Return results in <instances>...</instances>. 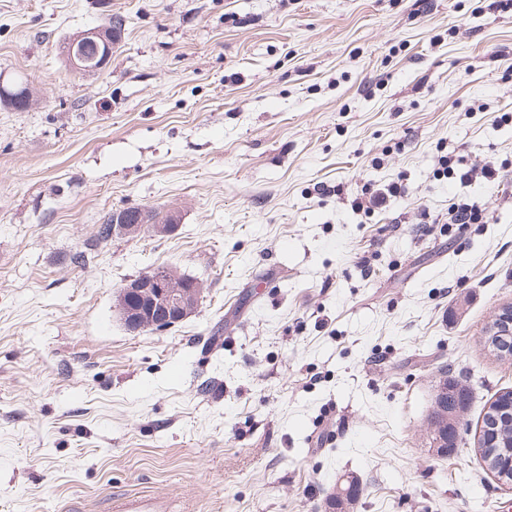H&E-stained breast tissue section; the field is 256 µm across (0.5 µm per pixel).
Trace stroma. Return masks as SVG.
<instances>
[{
    "label": "stroma",
    "instance_id": "35a3bbf8",
    "mask_svg": "<svg viewBox=\"0 0 512 512\" xmlns=\"http://www.w3.org/2000/svg\"><path fill=\"white\" fill-rule=\"evenodd\" d=\"M126 20L108 65L69 38ZM0 512H512L473 450L512 389L483 344L512 304V15L484 0H0ZM499 184L439 176L440 156ZM400 182L369 213L351 200ZM487 223H449L455 203ZM173 235L87 250L128 206ZM86 251L84 264L72 254ZM159 267L199 311L128 330ZM471 401L461 453L428 417L443 370ZM361 485H352L351 483H345L343 487H341V492H336V495H333L328 500L329 509L336 510V512H346L340 511L345 506L349 509L353 508L354 503L358 499L359 495L362 493ZM175 512L176 509L157 498L129 495L110 503L108 512Z\"/></svg>",
    "mask_w": 512,
    "mask_h": 512
}]
</instances>
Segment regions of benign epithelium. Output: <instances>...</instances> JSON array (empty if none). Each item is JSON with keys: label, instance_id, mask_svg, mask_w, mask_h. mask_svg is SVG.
I'll use <instances>...</instances> for the list:
<instances>
[{"label": "benign epithelium", "instance_id": "7a95c632", "mask_svg": "<svg viewBox=\"0 0 512 512\" xmlns=\"http://www.w3.org/2000/svg\"><path fill=\"white\" fill-rule=\"evenodd\" d=\"M98 34L89 30L71 38L68 54L73 68L84 69L85 58L82 50L88 45L97 44ZM161 234L170 235L177 229L173 220H144L139 224H122L124 236L141 234L146 227ZM203 286L189 279L179 280L175 276L156 278L142 275L124 284L116 293V308L122 319L131 327L140 326L154 330H165L194 313L201 302ZM512 329V305H504L495 313L492 322L485 330V344L495 347L496 337L502 331ZM448 416V384L441 380L436 390L433 419Z\"/></svg>", "mask_w": 512, "mask_h": 512}]
</instances>
